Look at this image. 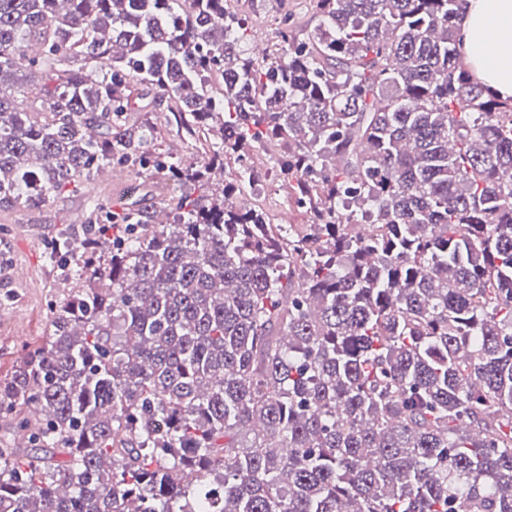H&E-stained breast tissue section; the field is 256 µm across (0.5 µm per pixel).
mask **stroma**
Masks as SVG:
<instances>
[{
	"label": "stroma",
	"mask_w": 512,
	"mask_h": 512,
	"mask_svg": "<svg viewBox=\"0 0 512 512\" xmlns=\"http://www.w3.org/2000/svg\"><path fill=\"white\" fill-rule=\"evenodd\" d=\"M226 7L245 21L250 32H265V47L270 52L278 48L279 18L289 17L301 34L318 22L313 0H226ZM128 179L139 183L137 196L94 179L39 206L0 208V379L10 377L25 351L48 336L55 308L71 294L69 282L56 277L50 268L48 244L59 228L87 223V197H100L114 210L133 197L145 210L161 214L178 195L158 169L132 173ZM246 200L273 224L283 214L296 228L309 220L287 185L279 182L268 183L263 192L249 194Z\"/></svg>",
	"instance_id": "obj_1"
}]
</instances>
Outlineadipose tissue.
<instances>
[{"mask_svg": "<svg viewBox=\"0 0 512 512\" xmlns=\"http://www.w3.org/2000/svg\"><path fill=\"white\" fill-rule=\"evenodd\" d=\"M462 54L482 83L512 97V0H467Z\"/></svg>", "mask_w": 512, "mask_h": 512, "instance_id": "obj_1", "label": "adipose tissue"}]
</instances>
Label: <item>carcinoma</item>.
<instances>
[{
	"label": "carcinoma",
	"mask_w": 512,
	"mask_h": 512,
	"mask_svg": "<svg viewBox=\"0 0 512 512\" xmlns=\"http://www.w3.org/2000/svg\"><path fill=\"white\" fill-rule=\"evenodd\" d=\"M314 2L259 59L224 0H0V208L151 164L158 110L174 185L238 165L51 241L77 295L0 381V512H512V98L467 0ZM272 146L302 230L244 202ZM157 117L158 123L159 121L162 122V130L158 139L148 147L151 154H168L178 158L192 157L199 153L198 149L194 147L193 142L184 139L181 134L178 135L176 129L165 127L163 116L157 114Z\"/></svg>",
	"instance_id": "cac0c4a2"
}]
</instances>
